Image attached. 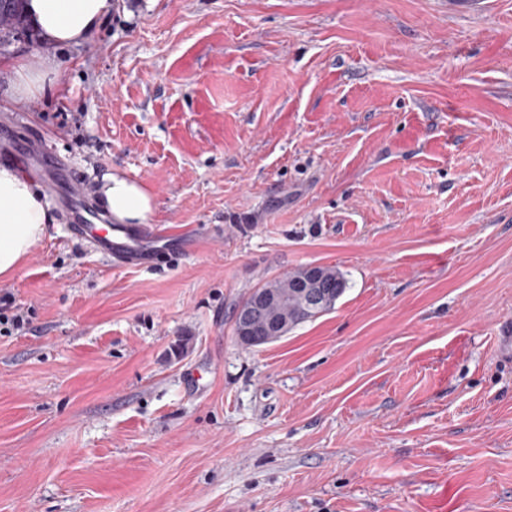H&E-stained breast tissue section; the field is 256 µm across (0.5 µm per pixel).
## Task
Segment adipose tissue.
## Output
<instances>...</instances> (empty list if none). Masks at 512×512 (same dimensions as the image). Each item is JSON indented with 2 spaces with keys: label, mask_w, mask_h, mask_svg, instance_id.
I'll return each mask as SVG.
<instances>
[{
  "label": "adipose tissue",
  "mask_w": 512,
  "mask_h": 512,
  "mask_svg": "<svg viewBox=\"0 0 512 512\" xmlns=\"http://www.w3.org/2000/svg\"><path fill=\"white\" fill-rule=\"evenodd\" d=\"M25 13L39 39L35 54L39 69L27 60L12 63L14 78L8 91L27 96L38 89L40 75L56 72L57 48L84 42L111 7L110 0H26ZM109 216L123 224L147 223L153 213L151 195L135 181L105 175L99 187ZM52 217L44 194L34 182L10 165L0 166V276L13 274L43 239Z\"/></svg>",
  "instance_id": "adipose-tissue-1"
}]
</instances>
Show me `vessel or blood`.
<instances>
[{
    "label": "vessel or blood",
    "instance_id": "b4317fda",
    "mask_svg": "<svg viewBox=\"0 0 512 512\" xmlns=\"http://www.w3.org/2000/svg\"><path fill=\"white\" fill-rule=\"evenodd\" d=\"M83 196L77 189H70L65 198L68 222L66 232L75 238L87 240L93 251L109 259L117 268H139L148 262V255L141 244L147 231L135 232L119 229L109 224L91 223V214L82 203Z\"/></svg>",
    "mask_w": 512,
    "mask_h": 512
}]
</instances>
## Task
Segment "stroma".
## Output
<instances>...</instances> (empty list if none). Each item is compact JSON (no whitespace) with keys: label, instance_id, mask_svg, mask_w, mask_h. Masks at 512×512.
Segmentation results:
<instances>
[{"label":"stroma","instance_id":"stroma-1","mask_svg":"<svg viewBox=\"0 0 512 512\" xmlns=\"http://www.w3.org/2000/svg\"><path fill=\"white\" fill-rule=\"evenodd\" d=\"M11 99L0 165L52 222L0 332V512H512V0H112ZM119 174L193 249L117 269L63 230ZM308 265L335 308L242 346ZM272 304V297L268 294L260 293L255 301V303L245 309L239 317V336H236L238 341L241 344L248 345L255 343L254 336H252V320L257 314H265V311H268L270 305Z\"/></svg>","mask_w":512,"mask_h":512}]
</instances>
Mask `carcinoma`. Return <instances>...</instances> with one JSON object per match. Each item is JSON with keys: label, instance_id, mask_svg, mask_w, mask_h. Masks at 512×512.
I'll list each match as a JSON object with an SVG mask.
<instances>
[{"label": "carcinoma", "instance_id": "carcinoma-1", "mask_svg": "<svg viewBox=\"0 0 512 512\" xmlns=\"http://www.w3.org/2000/svg\"><path fill=\"white\" fill-rule=\"evenodd\" d=\"M25 0H5L4 7L15 16L16 25L27 33L30 24L24 10ZM276 301L275 319L288 333L316 318L315 308L329 312L348 288L344 274L335 266L309 265L258 285Z\"/></svg>", "mask_w": 512, "mask_h": 512}]
</instances>
